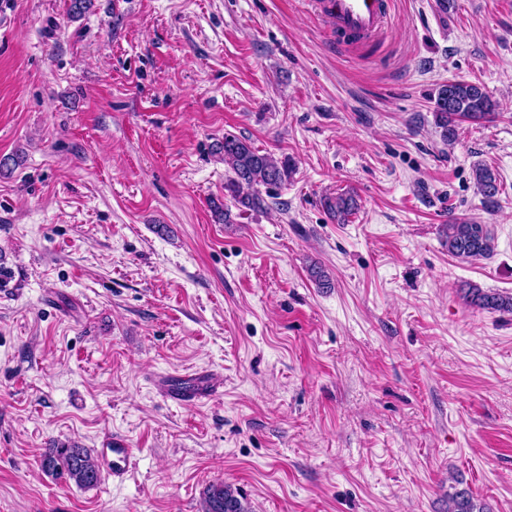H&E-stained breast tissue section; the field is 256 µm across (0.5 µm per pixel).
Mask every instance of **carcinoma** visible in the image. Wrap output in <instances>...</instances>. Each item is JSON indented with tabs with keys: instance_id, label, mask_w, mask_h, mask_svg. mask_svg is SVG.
Listing matches in <instances>:
<instances>
[{
	"instance_id": "cac0c4a2",
	"label": "carcinoma",
	"mask_w": 512,
	"mask_h": 512,
	"mask_svg": "<svg viewBox=\"0 0 512 512\" xmlns=\"http://www.w3.org/2000/svg\"><path fill=\"white\" fill-rule=\"evenodd\" d=\"M495 111V103L485 90L476 83L451 81L440 86L435 98V124L442 137L451 141L455 137L458 119L479 121L489 118ZM228 175L224 181V197L244 215L249 211L264 209L265 200L259 190L278 188L288 181L293 166L280 161L270 153H262L244 138L230 133L217 144ZM474 179L480 193L492 202L499 193V184L494 172L486 166H478ZM324 206L340 224L358 210L356 199L351 194L341 193L324 199ZM448 254L460 261L489 259L495 252V237L485 224H468L450 221L447 224ZM463 303L476 310L512 313V294L484 290L476 285L460 289ZM43 471L56 478L74 482L81 488H92L99 482L98 462L95 456L76 444L59 443L45 452L41 459ZM448 512H487L476 508L473 495L466 489L457 490L449 496ZM201 512H248L239 498V493L224 482L210 484L203 492Z\"/></svg>"
}]
</instances>
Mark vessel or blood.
Returning a JSON list of instances; mask_svg holds the SVG:
<instances>
[{
    "label": "vessel or blood",
    "mask_w": 512,
    "mask_h": 512,
    "mask_svg": "<svg viewBox=\"0 0 512 512\" xmlns=\"http://www.w3.org/2000/svg\"><path fill=\"white\" fill-rule=\"evenodd\" d=\"M316 7L337 45L345 47L380 39L389 18V0H317ZM157 387L163 397L176 403L197 402L216 391L215 385L204 376L186 384L168 376L159 379ZM97 458L100 473L115 484L124 482L135 467L133 449L118 440L98 449Z\"/></svg>",
    "instance_id": "vessel-or-blood-1"
}]
</instances>
